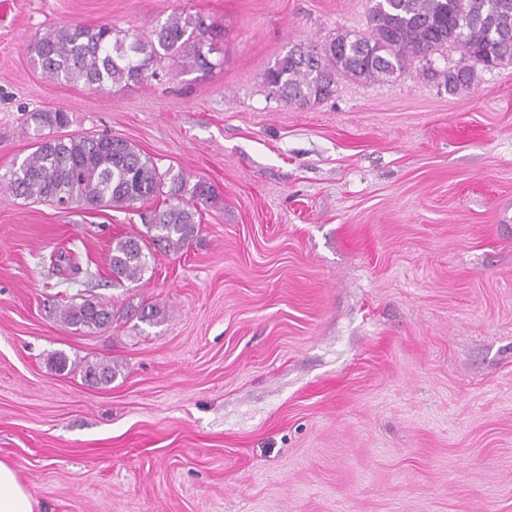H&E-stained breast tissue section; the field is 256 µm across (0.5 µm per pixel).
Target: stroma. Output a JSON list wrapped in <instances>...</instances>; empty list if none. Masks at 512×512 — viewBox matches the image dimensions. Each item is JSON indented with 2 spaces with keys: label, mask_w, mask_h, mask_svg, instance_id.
<instances>
[{
  "label": "stroma",
  "mask_w": 512,
  "mask_h": 512,
  "mask_svg": "<svg viewBox=\"0 0 512 512\" xmlns=\"http://www.w3.org/2000/svg\"><path fill=\"white\" fill-rule=\"evenodd\" d=\"M176 11L214 23L207 73L95 92L28 50ZM366 31V0H0V174L25 113L62 108L63 135L125 138L217 196L116 286L135 212L0 193V461L34 512H512V66L452 95L448 46L307 108L266 86L292 45ZM68 250L72 282L43 263ZM61 291L119 317L66 327ZM101 359L120 372L89 386Z\"/></svg>",
  "instance_id": "stroma-1"
}]
</instances>
